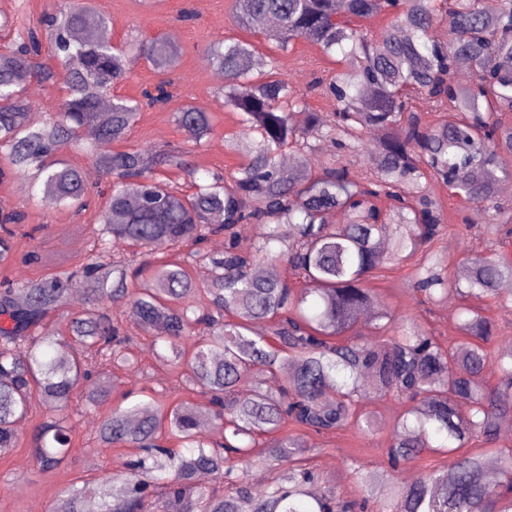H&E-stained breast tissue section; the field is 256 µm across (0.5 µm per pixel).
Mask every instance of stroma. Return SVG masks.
Here are the masks:
<instances>
[{
	"label": "stroma",
	"instance_id": "obj_1",
	"mask_svg": "<svg viewBox=\"0 0 512 512\" xmlns=\"http://www.w3.org/2000/svg\"><path fill=\"white\" fill-rule=\"evenodd\" d=\"M101 12L111 21L112 36L127 39L174 38L182 48V57L176 70L169 73L176 103H188L210 113L213 131L210 136L195 144L186 140L173 118L172 108H155L143 111L131 134L121 142V149H148L163 145L185 147L188 159L198 171L220 169L232 173L242 162L237 154L226 149L224 140L239 131L237 115L227 109L216 97L222 82L216 71L203 60V52L215 39L239 36L234 22L235 0H96ZM193 11L192 19H182L183 11ZM254 55L261 62L262 70L275 71L278 78L288 83L292 90L306 94L310 107L318 112L331 113L332 99L309 92L308 84L314 74L336 70L337 65L322 52L303 41H294L285 52L271 48L264 37L253 38ZM430 196L441 203L450 216L451 230L440 240L435 250L449 262L451 274H459L465 258L479 246L473 229L464 219L473 209L471 203L450 196L447 186L440 181L427 183ZM0 199L6 200L8 210H21L27 215L25 223L18 225L21 233L34 236L33 244L39 250L53 254L50 264H25L13 261L0 265V278L15 280L39 278L54 273L59 263L81 260L89 251L92 239L89 234L78 232L81 224H90L103 204L102 199H92L81 215L62 209L50 201L32 204L23 180L16 177L0 180ZM408 268L383 270L368 277L370 288L378 304L387 305L397 313L414 317L428 328L441 342L454 340L458 334L457 312L449 306L434 307L422 303L419 294L407 287ZM132 350L138 357L135 368L123 371L119 392L113 401H120L122 393L138 392L141 388L163 389L170 387L171 375L156 367L152 356L151 339L140 330L130 332ZM364 411L375 414L380 428L373 436L362 439L352 429L333 434L308 435L315 445L309 463L336 484L341 495L354 497L360 492L350 467L351 459H358L365 472L373 473L384 466L383 450L389 443L396 418L403 406L396 398H380L367 394L362 400ZM54 411L44 400H37L32 419L19 425L20 444L5 457H0V512H56L63 502V491L69 484L91 483L107 469L120 471L124 461L135 456L136 451L127 447L94 450L91 442L96 425L95 414L78 416L75 441L68 452L64 472H41L29 447L30 435L37 422L53 416Z\"/></svg>",
	"mask_w": 512,
	"mask_h": 512
}]
</instances>
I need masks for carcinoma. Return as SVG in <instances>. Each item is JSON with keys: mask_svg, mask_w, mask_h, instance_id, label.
<instances>
[{"mask_svg": "<svg viewBox=\"0 0 512 512\" xmlns=\"http://www.w3.org/2000/svg\"><path fill=\"white\" fill-rule=\"evenodd\" d=\"M392 20L377 34L361 22ZM237 27L275 40L288 50L296 40L339 54L346 68L315 77L309 91L334 97L333 116L311 110L287 83L253 75L252 44L226 37L204 51L220 71L224 107L238 115L240 131L225 140L244 162L226 184L211 172L187 193L161 178L188 168L182 151L100 150L127 138L143 107L172 101L171 81L114 94L141 56L159 72L177 67L182 48L162 38L130 39L110 47L109 20L92 0H55L37 26L14 25L0 51V177L17 176L32 199L84 210L93 195L82 167L62 150L79 147L78 129L93 127V162L112 179V190L92 225L93 253L60 276L24 279L0 289V455L19 443L18 424L29 417L34 394L58 411L30 436L45 472L65 469L74 429L66 410L83 388L82 406L104 409L97 447L139 449L122 474L108 471L81 489L66 490L68 512H512V448L499 444V424L512 418V349L502 351L498 324L469 305L491 297L512 305V255L503 249L512 227L497 222L505 209L498 184L512 178V0H236ZM449 20L448 39L436 37ZM52 62L43 59V47ZM473 68L455 80L459 61ZM62 82L66 96L44 121L33 124L31 82ZM416 93L435 108L424 122L409 109ZM186 140L198 144L212 131L211 117L184 104L173 112ZM381 140L369 145L370 129ZM338 150L333 163L312 169L317 143ZM364 153L365 177H351L343 157ZM438 179L451 195L475 205L471 224L483 225L487 248L467 258L453 278L433 245L449 231L447 214L423 181ZM391 203L381 210L382 200ZM341 221L332 224L331 214ZM14 211L0 216V262L14 253ZM293 228L280 240V225ZM263 233L240 247L250 226ZM224 238V250L208 248ZM281 241L276 253L272 241ZM164 241L191 247L193 263L210 271L199 289L178 259L152 266L121 252L142 254ZM283 261L291 277H257L264 258ZM412 261L409 283L436 306L458 302L460 336L439 343L430 332L387 307L375 305L367 277L383 265ZM88 284L84 307L73 313L69 281ZM121 303L126 315L112 316ZM67 319L68 334L44 330L52 315ZM271 335L253 334L257 324ZM151 336L155 362L174 384L125 407L110 403L117 372L138 363L128 348V326ZM364 326L372 339L352 332ZM274 376L242 399L250 373ZM376 396L407 403L385 456L390 469L432 451L446 465L414 480L388 481L355 471L363 496L338 500L331 488L313 492L319 476L308 466L305 435L350 427L366 438L378 421L359 416L363 378ZM495 379L493 386L485 379ZM189 390L203 402H175ZM471 441L485 448L464 452ZM499 478L487 479L490 460ZM261 465L283 473L261 487L244 471Z\"/></svg>", "mask_w": 512, "mask_h": 512, "instance_id": "1", "label": "carcinoma"}]
</instances>
